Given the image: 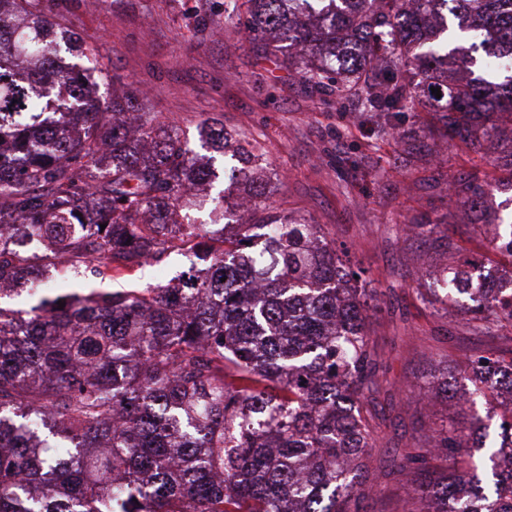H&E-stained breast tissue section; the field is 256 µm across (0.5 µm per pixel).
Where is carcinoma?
Here are the masks:
<instances>
[{
  "label": "carcinoma",
  "mask_w": 512,
  "mask_h": 512,
  "mask_svg": "<svg viewBox=\"0 0 512 512\" xmlns=\"http://www.w3.org/2000/svg\"><path fill=\"white\" fill-rule=\"evenodd\" d=\"M242 5L251 39L336 103L356 97L389 133L427 109L479 152L512 124V0H225L224 22ZM94 56L45 0H0V300L36 299L0 306V512H363L378 489L370 408L382 386L366 269L319 225L274 213L263 155L212 118L200 142L238 156L230 178L254 204L230 218L219 174L141 111L137 87L98 94ZM425 82L444 95L424 100ZM202 179L209 223L179 222L200 211ZM489 193L475 173L448 183L478 219ZM87 196L107 202L90 222L76 215ZM414 232L443 248L444 310L465 309L486 336L512 327V297L458 259L448 228ZM24 234L42 251L9 242ZM200 238L205 267L173 286L26 284L62 263L103 282ZM413 394L483 400L509 446L483 453L453 424L431 430L400 458L404 512H512V359L444 360Z\"/></svg>",
  "instance_id": "obj_1"
}]
</instances>
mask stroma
<instances>
[{"label": "stroma", "instance_id": "35a3bbf8", "mask_svg": "<svg viewBox=\"0 0 512 512\" xmlns=\"http://www.w3.org/2000/svg\"><path fill=\"white\" fill-rule=\"evenodd\" d=\"M223 9L224 0H53L50 19L94 49L104 75L101 95H111L113 78L134 81L145 111L176 124L191 149H201L197 128L213 117L247 136L272 174L273 210L321 225L368 268V331L384 372L375 450L380 491L369 505L371 512H404V480L394 465L403 448L441 418L465 429L472 415L485 412L480 403L426 409L408 397V386L440 359L462 361L486 348L511 357L512 329L484 336L457 311L422 301L417 274L435 246L403 230L425 218L447 225L483 270L511 273V264L473 240L472 225L446 186L480 168L495 190L493 213L511 215L512 193L497 192L496 186L505 175L498 158L512 144L501 141L495 158L478 160L465 147L432 137L429 112L407 118L397 134L385 133L380 120L355 104L340 106L312 92L294 70L250 42L248 14L228 26ZM409 139L419 146L417 157L404 151ZM193 259V253L175 252L108 286L164 284Z\"/></svg>", "mask_w": 512, "mask_h": 512}]
</instances>
